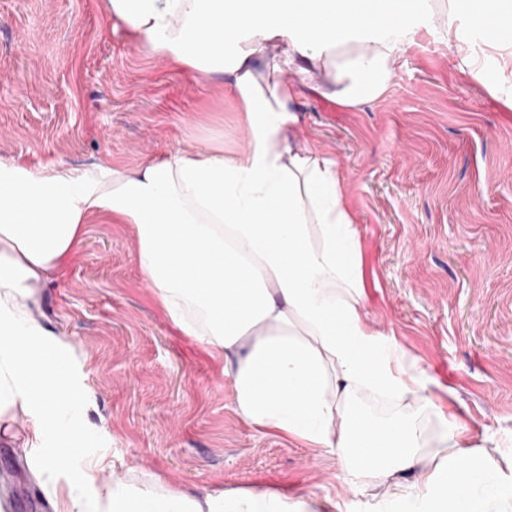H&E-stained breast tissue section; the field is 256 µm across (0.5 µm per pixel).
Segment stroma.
Wrapping results in <instances>:
<instances>
[{"label": "stroma", "mask_w": 512, "mask_h": 512, "mask_svg": "<svg viewBox=\"0 0 512 512\" xmlns=\"http://www.w3.org/2000/svg\"><path fill=\"white\" fill-rule=\"evenodd\" d=\"M428 29L397 58L388 91L347 108L294 67L300 135L334 158L353 215L367 284L366 317L415 361L424 423L457 412L491 442L512 443V68L487 54L484 83L454 53L471 34L430 0ZM247 136L222 80L146 54L102 0H0V158L32 170L130 169L189 147L242 153ZM130 225L89 219L67 267L37 292L60 338L90 431L99 480L192 494L275 488L330 496L335 512H374L384 488H352L334 455L239 418L223 360L180 335L138 264ZM29 417L0 414V482L25 490L8 512H50L81 457L46 467Z\"/></svg>", "instance_id": "35a3bbf8"}]
</instances>
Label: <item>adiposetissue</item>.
<instances>
[{
    "label": "adipose tissue",
    "instance_id": "obj_1",
    "mask_svg": "<svg viewBox=\"0 0 512 512\" xmlns=\"http://www.w3.org/2000/svg\"><path fill=\"white\" fill-rule=\"evenodd\" d=\"M146 52L203 75L228 74L248 148L181 150L133 169L37 171L0 158V410L30 416L33 437L78 413L69 377L42 357L56 338L35 315L37 290L71 260L98 215L128 224L138 262L175 328L223 359L233 410L344 459L353 481L393 490L406 512H512V455L441 416L440 457L420 414L376 423L361 404L402 403L420 380L402 348L364 319L365 281L336 161L300 140L298 73L323 75L340 105L385 94L393 64L427 0H103ZM453 14L490 16L489 39L512 66V0H448ZM357 46L338 48L349 35ZM276 48L266 66L254 56ZM89 459L60 512H328L315 498L232 489L194 497L116 482L87 497L102 471ZM418 470L407 483L410 470Z\"/></svg>",
    "mask_w": 512,
    "mask_h": 512
}]
</instances>
